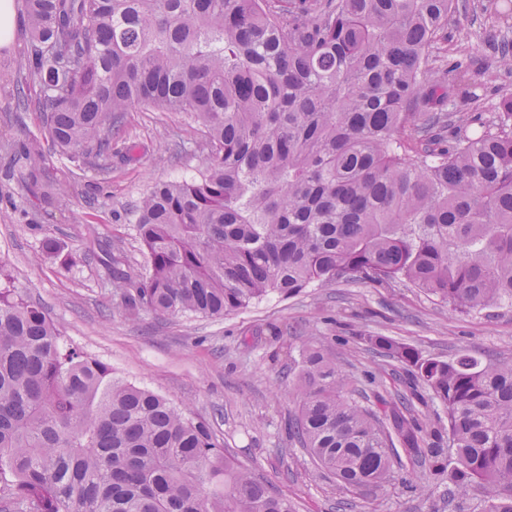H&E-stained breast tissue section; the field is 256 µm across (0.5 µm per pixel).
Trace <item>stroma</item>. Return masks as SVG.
<instances>
[{"label": "stroma", "instance_id": "stroma-1", "mask_svg": "<svg viewBox=\"0 0 512 512\" xmlns=\"http://www.w3.org/2000/svg\"><path fill=\"white\" fill-rule=\"evenodd\" d=\"M445 39L432 54L466 58L464 81H449L448 108L471 133L484 130L503 97L512 95L494 39L512 42V23L495 28L496 14L512 19V0H458ZM26 15L0 46V268L27 301L43 309L63 340L107 363L114 375L184 407L226 454L266 480L294 512H457L447 477L412 483L402 471L381 486L347 488L322 470L290 436L297 414V360L315 347L363 389L375 410L397 397L419 396L430 419L425 448H447L448 423L405 364L382 356L371 337L413 347L421 358L449 360L468 353L482 362L512 357V307L462 313L411 285L354 280L276 293L221 318L129 315L112 286V256L142 268L144 251L131 208L157 182L201 171L206 152L197 123L176 112L133 110L112 137V156L72 162L44 142V116L17 101V68ZM40 140L37 174L16 162L23 146ZM64 183L66 195L45 197ZM54 239L60 254L43 255ZM74 263H65V256Z\"/></svg>", "mask_w": 512, "mask_h": 512}]
</instances>
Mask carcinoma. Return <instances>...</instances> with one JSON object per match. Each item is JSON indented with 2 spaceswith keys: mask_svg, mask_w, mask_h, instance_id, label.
Returning a JSON list of instances; mask_svg holds the SVG:
<instances>
[{
  "mask_svg": "<svg viewBox=\"0 0 512 512\" xmlns=\"http://www.w3.org/2000/svg\"><path fill=\"white\" fill-rule=\"evenodd\" d=\"M455 0H25L18 63L68 158L112 150L136 107L204 128L207 161L132 214L146 266L113 280L134 315L223 317L269 293L404 281L459 311L512 303V96L456 133L432 46ZM409 363L448 420V494L512 512V358ZM302 351L292 435L346 487L381 485L425 422L382 414ZM3 512H293L168 398L63 343L0 288Z\"/></svg>",
  "mask_w": 512,
  "mask_h": 512,
  "instance_id": "cac0c4a2",
  "label": "carcinoma"
}]
</instances>
